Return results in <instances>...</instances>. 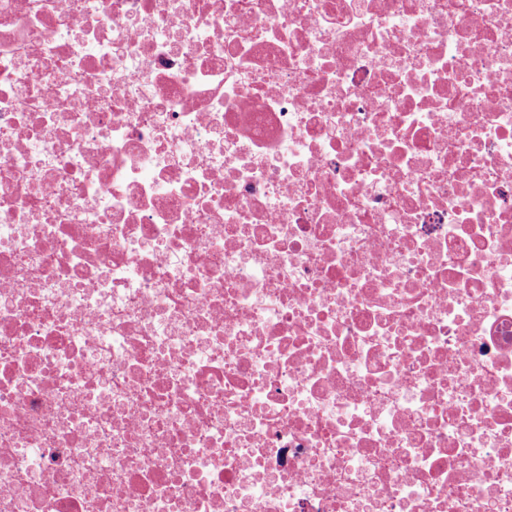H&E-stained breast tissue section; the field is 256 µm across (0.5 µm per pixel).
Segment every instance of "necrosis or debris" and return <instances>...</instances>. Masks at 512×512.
Here are the masks:
<instances>
[{"label": "necrosis or debris", "instance_id": "necrosis-or-debris-1", "mask_svg": "<svg viewBox=\"0 0 512 512\" xmlns=\"http://www.w3.org/2000/svg\"><path fill=\"white\" fill-rule=\"evenodd\" d=\"M0 512H512V0H0Z\"/></svg>", "mask_w": 512, "mask_h": 512}]
</instances>
